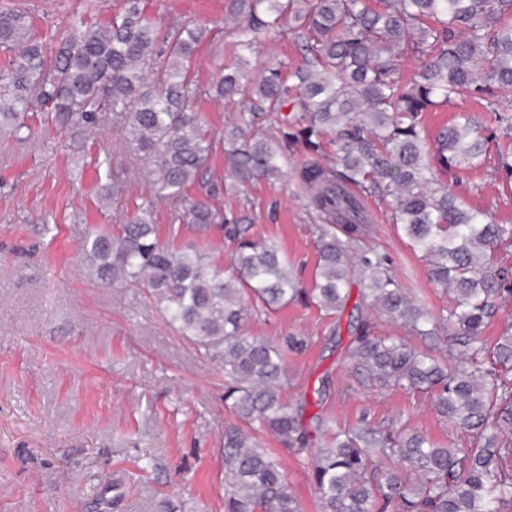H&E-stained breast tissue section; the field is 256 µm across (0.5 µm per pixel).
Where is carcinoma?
<instances>
[{
	"label": "carcinoma",
	"mask_w": 512,
	"mask_h": 512,
	"mask_svg": "<svg viewBox=\"0 0 512 512\" xmlns=\"http://www.w3.org/2000/svg\"><path fill=\"white\" fill-rule=\"evenodd\" d=\"M224 21L235 30L239 67H216L203 87L191 66L215 24L163 26L142 0H122L105 22L74 31L39 33L27 11L0 8V133L25 138L36 119L87 140L110 119L128 143L151 159V190L128 223L95 229L82 244L87 273L103 285H138L181 335L224 361V402L244 424L307 454L323 512H512V334L490 346L484 322L506 291L508 269L493 266L512 252V226L464 207L439 174L484 164L490 138L470 113L428 134L424 114L453 95L467 98L512 140V0H229ZM289 32L303 64L246 80L258 43ZM417 69L409 73L406 63ZM239 105L224 131L203 120L202 96ZM278 115L291 144L317 154L325 138L336 166L307 160L295 173L307 207L328 220L314 228L319 263L314 288L298 287L287 260L270 241L236 225L229 273L198 248L176 250L160 240L154 206L166 202L187 231L208 240L224 229L213 203L220 187L203 180L213 149L222 146L240 184L279 178L281 148L259 119ZM107 182L106 207L126 195L111 160L95 158ZM204 194L190 193L196 182ZM385 203L431 280L451 291L439 321L461 337L463 351L443 365L424 352L372 332L370 319L350 316L347 358L376 386L431 394L438 414L469 448H445L405 428L382 432L361 422L324 447L313 434L327 426L318 413L328 377L293 406L282 397V349L243 328L255 311L306 299L328 313L346 308L353 285L357 310L366 304L416 336L437 340V328L409 299L385 256L366 247L371 234L363 198ZM359 268V279L349 269ZM224 512H297L288 471L244 430L224 431ZM395 458L398 465L381 468Z\"/></svg>",
	"instance_id": "carcinoma-1"
}]
</instances>
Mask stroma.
<instances>
[{
    "label": "stroma",
    "instance_id": "obj_1",
    "mask_svg": "<svg viewBox=\"0 0 512 512\" xmlns=\"http://www.w3.org/2000/svg\"><path fill=\"white\" fill-rule=\"evenodd\" d=\"M87 0H0L29 9L42 28L64 29L86 13ZM147 13L170 24L223 19L225 0H145ZM302 57L292 37L263 41L251 77ZM127 179L130 195L148 186L145 157L119 126L94 138ZM55 130L34 125L23 142L0 134V512H224V430L234 418L224 405V365L169 326L144 289L107 288L81 266V245L96 227H119L131 205L99 207L95 169ZM301 148L285 152L283 177L238 186L224 177V154L213 151L210 177L223 180L224 219L246 221L252 235L277 243L303 287H312L318 251L294 170ZM483 167L451 170L442 180L471 209L512 224V185ZM367 245L385 254L413 303L439 315L450 299L409 248L382 202L370 199ZM348 312L326 314L293 303L252 316L247 335L284 343L283 397L298 402L322 372L330 394L319 412L332 428L360 421L399 426L452 448L461 442L431 405L428 393L379 388L346 357ZM257 441L288 470L299 512H321L307 457L269 434Z\"/></svg>",
    "mask_w": 512,
    "mask_h": 512
}]
</instances>
